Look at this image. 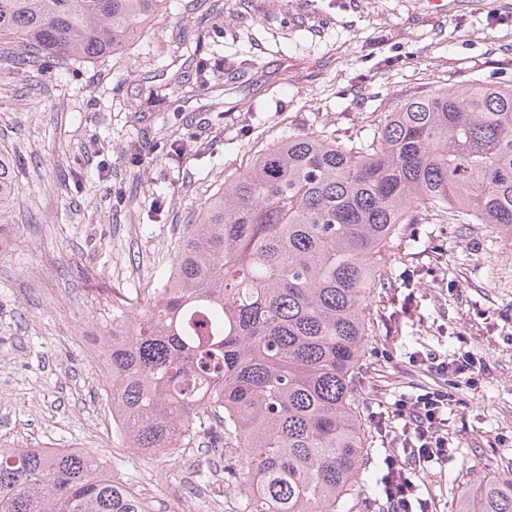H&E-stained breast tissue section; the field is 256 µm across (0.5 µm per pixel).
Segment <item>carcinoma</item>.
Instances as JSON below:
<instances>
[{"label":"carcinoma","mask_w":512,"mask_h":512,"mask_svg":"<svg viewBox=\"0 0 512 512\" xmlns=\"http://www.w3.org/2000/svg\"><path fill=\"white\" fill-rule=\"evenodd\" d=\"M169 0H0V61L66 77L107 60ZM205 30L182 28L195 52ZM18 195L0 148V225ZM512 238V87L479 78L407 98L365 137L290 135L190 224L161 288L112 302L102 336L120 436L148 454L205 444L198 491L245 486L240 512H356L373 489L356 399L383 251L423 216ZM0 512H148L89 451L0 449ZM456 512H512V477Z\"/></svg>","instance_id":"carcinoma-1"}]
</instances>
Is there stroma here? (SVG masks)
<instances>
[{
    "label": "stroma",
    "instance_id": "1",
    "mask_svg": "<svg viewBox=\"0 0 512 512\" xmlns=\"http://www.w3.org/2000/svg\"><path fill=\"white\" fill-rule=\"evenodd\" d=\"M223 2L209 19L173 0L124 55L75 63L63 83L0 73V146L21 159L0 235V444H80L152 512H227L241 493L219 480L196 494V446L127 447L83 328L111 321L113 294L161 287L185 227L288 135L343 141L417 91L474 78L512 87V0H445L443 12L429 0ZM202 19L204 84L173 42ZM150 83L166 101L144 114L138 93ZM175 131L193 147L156 149ZM385 261L410 285L374 294L359 411L437 386L457 395L448 462L424 471L420 490L429 512H454L461 493L512 476V239L485 224H407ZM431 351L470 355L481 370L442 375L409 360Z\"/></svg>",
    "mask_w": 512,
    "mask_h": 512
}]
</instances>
